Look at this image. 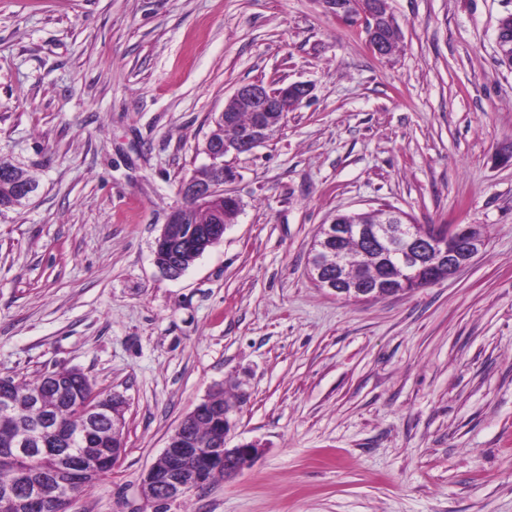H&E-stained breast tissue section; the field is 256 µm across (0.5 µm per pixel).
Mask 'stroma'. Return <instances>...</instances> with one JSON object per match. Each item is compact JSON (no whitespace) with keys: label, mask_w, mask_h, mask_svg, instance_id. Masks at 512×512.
<instances>
[{"label":"stroma","mask_w":512,"mask_h":512,"mask_svg":"<svg viewBox=\"0 0 512 512\" xmlns=\"http://www.w3.org/2000/svg\"><path fill=\"white\" fill-rule=\"evenodd\" d=\"M374 58L320 0H0V377L84 373L127 401L124 454L68 512H153L143 477L214 388L239 474L164 512H512V68L502 0H391ZM310 101L232 159L241 202L177 279L155 240L245 83ZM476 224L424 288L347 303L307 262L339 212ZM32 186L26 190V186ZM35 190V184L23 170L8 158L0 157V210L23 205Z\"/></svg>","instance_id":"obj_1"}]
</instances>
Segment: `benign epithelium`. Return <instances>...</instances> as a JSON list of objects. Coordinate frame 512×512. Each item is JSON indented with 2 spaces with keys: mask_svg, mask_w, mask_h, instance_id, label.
I'll return each mask as SVG.
<instances>
[{
  "mask_svg": "<svg viewBox=\"0 0 512 512\" xmlns=\"http://www.w3.org/2000/svg\"><path fill=\"white\" fill-rule=\"evenodd\" d=\"M327 12L342 23L366 22L376 18L380 4L378 0H320ZM366 45L372 56L379 60L389 58L384 36L377 26L366 30ZM312 86L305 82H293L272 89L262 82L239 86L230 96L235 104L233 111L247 110L256 113L252 126L234 140L214 142L207 146L208 167L215 171L211 179L190 180L181 188L184 196L204 201L215 196L240 207L239 199L226 185L235 180L233 167L225 157L252 152L270 139L274 129L273 121L287 118L303 100L309 98ZM190 223V210L176 208L163 225L155 241V249L167 250L183 242L181 225ZM370 241L385 248L398 246L400 252L394 265L388 269L380 284L369 288H334L327 284L336 297L355 303L367 302L385 293L396 295L402 292L405 275L412 269L432 272L435 265L448 263L447 277L456 275L467 267L485 248L482 237L473 233L469 224H445L433 233L423 232L419 226L394 209H388L384 221L369 233ZM16 400L9 392H0V431H5L0 440V452L6 456H22L34 450L39 442H44V433L51 432L59 437L65 434L61 416L46 419L41 433H23L13 429ZM258 454L255 443H244L234 448L226 447V435H216L208 441L206 448H184L181 431H176L166 448L147 471L143 490L147 500L157 503L173 501L189 494L203 485L202 471L196 462L207 465L209 475L232 476L250 466ZM57 458L67 469L76 475L84 473L85 460L71 454L69 450L57 453ZM0 505L5 509H27L29 512L42 507L40 485L23 484V493L14 489L0 492Z\"/></svg>",
  "mask_w": 512,
  "mask_h": 512,
  "instance_id": "7a95c632",
  "label": "benign epithelium"
}]
</instances>
